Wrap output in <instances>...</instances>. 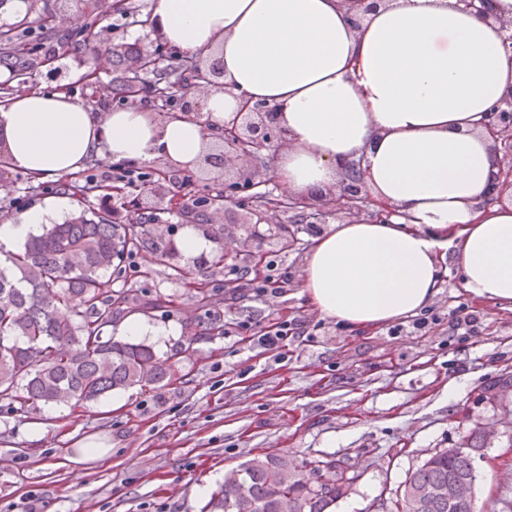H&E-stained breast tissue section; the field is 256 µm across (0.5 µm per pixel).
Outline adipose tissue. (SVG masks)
Returning a JSON list of instances; mask_svg holds the SVG:
<instances>
[{
	"mask_svg": "<svg viewBox=\"0 0 512 512\" xmlns=\"http://www.w3.org/2000/svg\"><path fill=\"white\" fill-rule=\"evenodd\" d=\"M455 0H393L353 27L337 0H155L173 51L224 65L199 95L201 117L161 121L149 104L105 113L71 94L28 91L0 103L13 169L40 179L104 163L163 159L195 172L241 99L274 108L294 136L275 158L285 190L332 185L339 161L366 154L365 181L390 221L346 220L315 236L302 291L322 317L375 329L432 302L447 264L471 298L512 310V205L478 210L491 171L476 130L512 85L496 28ZM65 203L0 225V249L64 223Z\"/></svg>",
	"mask_w": 512,
	"mask_h": 512,
	"instance_id": "obj_1",
	"label": "adipose tissue"
}]
</instances>
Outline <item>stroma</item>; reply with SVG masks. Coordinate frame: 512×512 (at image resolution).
<instances>
[{"label":"stroma","instance_id":"stroma-1","mask_svg":"<svg viewBox=\"0 0 512 512\" xmlns=\"http://www.w3.org/2000/svg\"><path fill=\"white\" fill-rule=\"evenodd\" d=\"M56 14L52 33L35 22L40 0L24 13L0 11V25L26 31L30 44L51 40L60 56L52 69H39L36 89L78 95L95 111L118 107L106 88L119 77L121 54L161 48L147 27L132 24L130 10L149 14L154 0H98L100 36H81L80 0H50ZM96 72L99 88L85 76ZM8 191L0 190V219L60 196L54 180L32 185L27 174L7 170ZM223 173L205 172L189 191L194 222L211 238L240 239L253 207L246 191L234 193L226 209L205 204L210 186ZM164 230L134 257L150 268L138 279L147 298L172 299L170 311L153 309L145 317L172 324L179 335L152 339L170 359L173 376L151 388L133 387L71 406L32 408L0 400V512H25L36 498L38 512H209L210 500L227 469L254 454H287L299 477L313 475L312 463L336 460L350 480L346 495L330 507L343 512H387L406 479L436 451L458 446L476 428L493 437L477 465L475 508L500 512L512 500V391L489 398L494 381L512 375V310L467 297L456 271L425 308L420 329L394 335L390 329L351 330L320 317L301 292L300 282L313 233L299 225L293 250L264 245L266 261L287 271L288 286L262 298L215 299L200 306L187 281L174 269L199 270L200 280L223 286L247 271L245 259L227 260L220 269L204 268V256L186 259L175 244L186 222L167 203L146 204ZM475 312L473 327L456 329L457 318ZM302 323L303 336L265 349L241 330V323ZM220 321L224 332L188 342L195 322ZM456 395H449V384ZM96 437L112 444L103 460L77 465L70 456L81 440Z\"/></svg>","mask_w":512,"mask_h":512}]
</instances>
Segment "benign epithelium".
Listing matches in <instances>:
<instances>
[{
	"mask_svg": "<svg viewBox=\"0 0 512 512\" xmlns=\"http://www.w3.org/2000/svg\"><path fill=\"white\" fill-rule=\"evenodd\" d=\"M348 18L354 27L362 25L367 15L386 4V0H342ZM455 8L485 22L493 23L502 37L504 53L512 56V17L494 13L493 0H455ZM482 125L491 140L492 193L482 205H491L506 198L512 200V89L503 92L496 104L485 114ZM294 139L288 130L274 121L273 109L259 103L244 102L240 110L224 121V134L215 142V149L206 154L204 163L231 173L224 180L227 187L248 191L266 187L273 171L272 160L276 152L292 147ZM364 157L343 162L339 166L336 186L324 191L293 197V224H324L334 216L348 219L356 213L369 220L397 215L395 209L371 198L364 179ZM255 218L247 228V242L260 252L268 236L259 225L268 224L267 213L251 210ZM407 495L414 499L440 497L452 504L460 499L475 497V474L448 481L435 488L408 487Z\"/></svg>",
	"mask_w": 512,
	"mask_h": 512,
	"instance_id": "1",
	"label": "benign epithelium"
}]
</instances>
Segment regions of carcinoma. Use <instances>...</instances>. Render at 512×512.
<instances>
[{
	"instance_id": "obj_1",
	"label": "carcinoma",
	"mask_w": 512,
	"mask_h": 512,
	"mask_svg": "<svg viewBox=\"0 0 512 512\" xmlns=\"http://www.w3.org/2000/svg\"><path fill=\"white\" fill-rule=\"evenodd\" d=\"M24 33L0 25V60L14 61L17 84L26 85L37 65L24 51ZM201 73L198 59L138 53L115 84L118 98H149L183 108L184 79ZM82 196L119 194L122 188L73 176L60 184ZM257 207L288 211L287 195L252 190ZM161 225L117 224L104 211L91 218L79 212L29 239L0 261V398L32 405L66 406L134 386L149 387L170 374L166 361L144 342L103 336L118 315L135 306L170 307L172 300L146 302L136 288H112L127 274L126 262ZM284 454L265 452L246 462L241 477L224 482L212 502L216 512H327L342 495L343 475L333 481L300 480ZM474 457L446 450L431 455L404 481L421 487L469 475ZM389 512H475L474 500L448 507L446 500L416 503L403 495Z\"/></svg>"
}]
</instances>
